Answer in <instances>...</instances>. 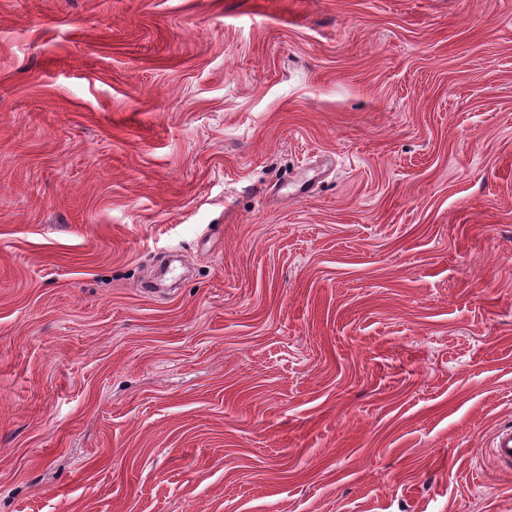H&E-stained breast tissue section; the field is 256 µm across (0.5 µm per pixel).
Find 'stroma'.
I'll use <instances>...</instances> for the list:
<instances>
[{"label": "stroma", "mask_w": 512, "mask_h": 512, "mask_svg": "<svg viewBox=\"0 0 512 512\" xmlns=\"http://www.w3.org/2000/svg\"><path fill=\"white\" fill-rule=\"evenodd\" d=\"M512 0H0V512H512ZM492 454L503 466L512 467V428L504 427L496 431Z\"/></svg>", "instance_id": "1"}]
</instances>
